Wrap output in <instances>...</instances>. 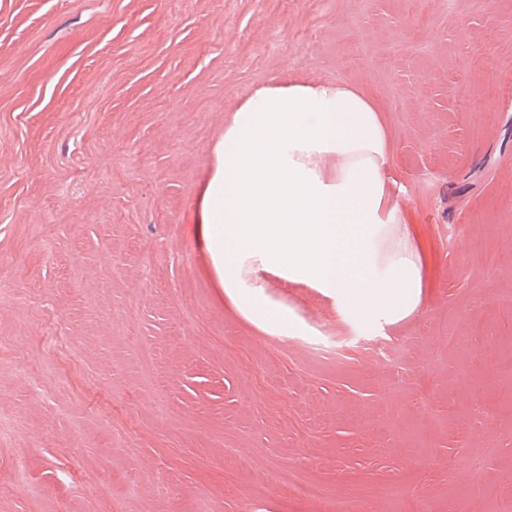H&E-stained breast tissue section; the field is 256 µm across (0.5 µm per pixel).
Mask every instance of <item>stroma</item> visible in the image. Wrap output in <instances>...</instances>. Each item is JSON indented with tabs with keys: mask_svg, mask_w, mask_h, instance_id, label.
<instances>
[{
	"mask_svg": "<svg viewBox=\"0 0 512 512\" xmlns=\"http://www.w3.org/2000/svg\"><path fill=\"white\" fill-rule=\"evenodd\" d=\"M276 74L379 107L433 265L404 322L275 282L308 332L269 336L207 274L196 193ZM508 295L512 0H0V512H497Z\"/></svg>",
	"mask_w": 512,
	"mask_h": 512,
	"instance_id": "1",
	"label": "stroma"
}]
</instances>
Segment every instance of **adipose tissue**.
<instances>
[{"instance_id": "1", "label": "adipose tissue", "mask_w": 512, "mask_h": 512, "mask_svg": "<svg viewBox=\"0 0 512 512\" xmlns=\"http://www.w3.org/2000/svg\"><path fill=\"white\" fill-rule=\"evenodd\" d=\"M392 147L373 100L343 81L269 78L224 123L196 198V233L236 312L271 336L304 320L270 279L316 289L354 326L383 330L423 305L428 260L387 176Z\"/></svg>"}]
</instances>
